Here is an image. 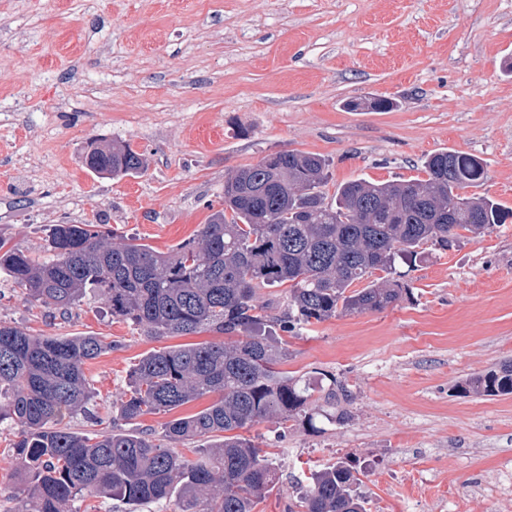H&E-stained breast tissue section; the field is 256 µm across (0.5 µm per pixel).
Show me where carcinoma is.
<instances>
[{"mask_svg":"<svg viewBox=\"0 0 512 512\" xmlns=\"http://www.w3.org/2000/svg\"><path fill=\"white\" fill-rule=\"evenodd\" d=\"M145 167L144 154L114 141L94 145L88 162L114 179ZM328 167L320 155L283 150L236 170L224 180V208L167 252L135 239L117 243L101 224L53 225L41 258L0 235V270L31 304L65 315L98 294L112 318L151 339L201 330L234 337L146 353L112 404L109 425L87 435L64 420L105 422L84 366L111 344L93 335H34L0 320V425L14 431L6 458L18 512H80L88 496L134 508L173 498L179 512H254L278 474L241 431L270 418L316 429L307 410L311 387L278 369L288 350L272 328L292 332L394 306L411 297L397 278L398 261L512 216L487 196L464 193L483 184L485 165L455 150L429 155L424 179L351 180L334 201L322 192ZM282 286L283 314H265L261 290ZM323 378L326 402L351 401L336 376ZM457 388L511 395L512 362ZM212 395L209 406L168 421L158 434L123 428ZM178 444L191 446L195 458ZM364 475L348 459L315 470L289 512H366L357 493Z\"/></svg>","mask_w":512,"mask_h":512,"instance_id":"obj_1","label":"carcinoma"}]
</instances>
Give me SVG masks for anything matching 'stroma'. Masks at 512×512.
I'll return each instance as SVG.
<instances>
[{"mask_svg": "<svg viewBox=\"0 0 512 512\" xmlns=\"http://www.w3.org/2000/svg\"><path fill=\"white\" fill-rule=\"evenodd\" d=\"M509 61L512 0H0V234L41 256L52 225L90 221L165 251L221 208L229 174L282 150L329 159L331 197L452 149L482 158L480 194L512 209ZM95 140L147 170L97 177ZM397 270L409 299L278 332L285 371L335 375L353 400L343 423L250 429L280 473L256 512H287L345 457L367 468L368 512H512V395L457 389L512 361V218ZM0 319L106 337L86 375L107 406L147 352L223 339L151 340L93 296L53 314L2 273Z\"/></svg>", "mask_w": 512, "mask_h": 512, "instance_id": "obj_1", "label": "stroma"}]
</instances>
